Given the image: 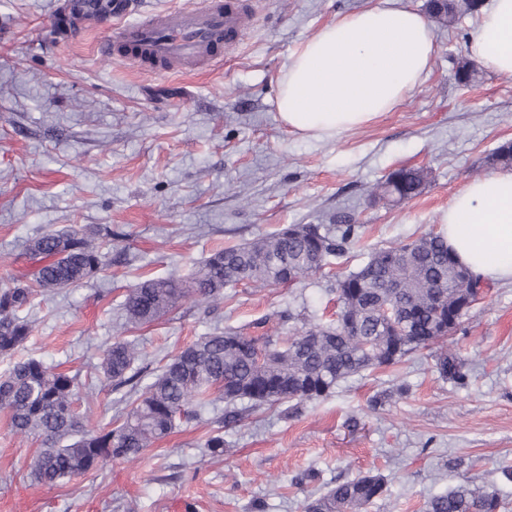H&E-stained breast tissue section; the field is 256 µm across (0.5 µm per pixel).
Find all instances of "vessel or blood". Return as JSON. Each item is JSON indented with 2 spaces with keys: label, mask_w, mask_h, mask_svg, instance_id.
<instances>
[{
  "label": "vessel or blood",
  "mask_w": 512,
  "mask_h": 512,
  "mask_svg": "<svg viewBox=\"0 0 512 512\" xmlns=\"http://www.w3.org/2000/svg\"><path fill=\"white\" fill-rule=\"evenodd\" d=\"M244 9L242 0H204L197 8L124 24L116 33L104 36L98 49L109 55L126 45L137 49L140 61L154 70H193L210 64L218 44L235 42Z\"/></svg>",
  "instance_id": "1"
}]
</instances>
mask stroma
I'll return each instance as SVG.
<instances>
[{"label": "stroma", "instance_id": "1", "mask_svg": "<svg viewBox=\"0 0 512 512\" xmlns=\"http://www.w3.org/2000/svg\"><path fill=\"white\" fill-rule=\"evenodd\" d=\"M58 0H0V288L26 272L28 242L86 225L103 237L112 263L83 284L36 296L21 356L75 376V408L89 429L122 407L98 377L102 350L133 341L142 363L167 357L217 328L265 320L288 337L303 320L326 324L336 281L372 250L439 231L453 196L493 172L491 153L512 143V78L477 67L459 85L478 25L466 16L434 22L438 51L426 81L395 110L328 141L305 140L280 123L276 80L294 50L339 15L376 0H251L241 39L222 61L157 73L104 56V29L62 38ZM425 175L401 203L378 186L400 167ZM351 216L359 243L292 286L225 288L220 300L187 296L163 318L123 325L117 307L140 281L191 274L211 250L252 241L285 224ZM294 309L299 320L279 314ZM449 347L465 360L467 385L437 373L427 352L341 382L297 414L285 406L226 425L223 403L143 453L102 462L48 488L31 481L37 439L14 433L0 413V512H303L325 485L368 473L388 495L365 512H424L426 501L476 474L512 512V283L491 284ZM222 430L223 456L204 454ZM314 468L319 482L292 479Z\"/></svg>", "mask_w": 512, "mask_h": 512}]
</instances>
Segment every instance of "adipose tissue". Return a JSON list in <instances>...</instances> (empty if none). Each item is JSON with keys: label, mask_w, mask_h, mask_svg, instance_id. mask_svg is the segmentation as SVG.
I'll return each instance as SVG.
<instances>
[{"label": "adipose tissue", "mask_w": 512, "mask_h": 512, "mask_svg": "<svg viewBox=\"0 0 512 512\" xmlns=\"http://www.w3.org/2000/svg\"><path fill=\"white\" fill-rule=\"evenodd\" d=\"M469 48L485 68L512 77V0H492ZM435 53L427 18L397 0L341 15L303 42L278 76L280 120L288 132L317 140L366 126L422 85ZM440 231L474 274L512 282V171L469 182Z\"/></svg>", "instance_id": "adipose-tissue-1"}]
</instances>
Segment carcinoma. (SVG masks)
Returning a JSON list of instances; mask_svg holds the SVG:
<instances>
[{
  "label": "carcinoma",
  "instance_id": "1",
  "mask_svg": "<svg viewBox=\"0 0 512 512\" xmlns=\"http://www.w3.org/2000/svg\"><path fill=\"white\" fill-rule=\"evenodd\" d=\"M481 0H427L428 14L453 23L475 14ZM95 18L61 19L57 31L77 34ZM491 161L512 167V143L491 154ZM424 171L400 168L382 182L384 192L400 202L421 192ZM361 226L346 220L336 234L320 224H287L251 242L212 250L187 279L150 278L127 295L126 320L135 325L153 322L173 310L188 294L217 299L224 288L238 283L292 285L314 275L331 257L343 256L358 240ZM101 229L55 231L33 239L27 249L30 278L16 279L0 289V356L24 346L31 327L23 311L34 298L76 286L112 263L96 242ZM468 280L435 233L398 246L371 251L356 271L336 281V321L312 324L299 336L281 338L262 331L263 322L226 328L202 336L172 355L150 377L137 366L135 344L116 338L103 351L101 378L114 391L142 389L127 406L122 423L106 430H87L75 410V377L53 372L42 361L27 358L0 376V411L10 427L40 441L29 464L37 484L55 486L81 476L99 462L136 456L168 436L176 427L196 420L213 404L224 401V423L244 419L245 413L292 403L299 407L327 397L336 386L367 370L390 366L429 351L443 378L463 386L468 376L457 353L448 349V310L461 306ZM395 313L387 318L384 306ZM385 479L368 474L337 482L305 501L304 512H363L387 496ZM494 491L464 477L454 489L425 503V512H502Z\"/></svg>",
  "mask_w": 512,
  "mask_h": 512
}]
</instances>
